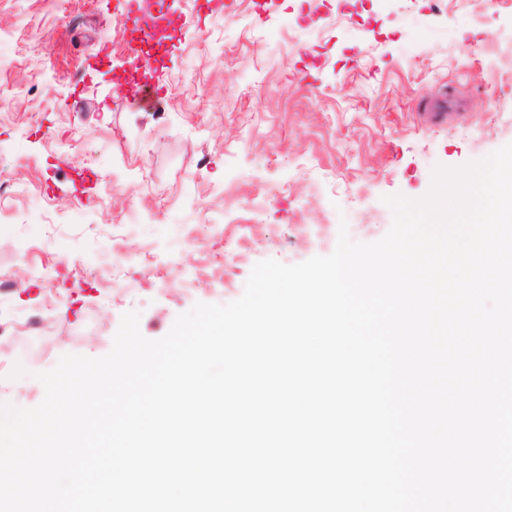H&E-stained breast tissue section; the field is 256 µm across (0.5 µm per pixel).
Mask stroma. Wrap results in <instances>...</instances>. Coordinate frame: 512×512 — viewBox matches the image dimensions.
I'll return each instance as SVG.
<instances>
[{"mask_svg":"<svg viewBox=\"0 0 512 512\" xmlns=\"http://www.w3.org/2000/svg\"><path fill=\"white\" fill-rule=\"evenodd\" d=\"M223 2L155 0L180 19L144 98L115 80L127 0H0V275L23 282L0 296V405H39V373L108 354L127 312L157 340L256 263L324 255L307 225L380 240L385 197L512 143V0ZM74 168L97 178L80 199ZM199 224L223 231L180 244Z\"/></svg>","mask_w":512,"mask_h":512,"instance_id":"obj_1","label":"stroma"}]
</instances>
